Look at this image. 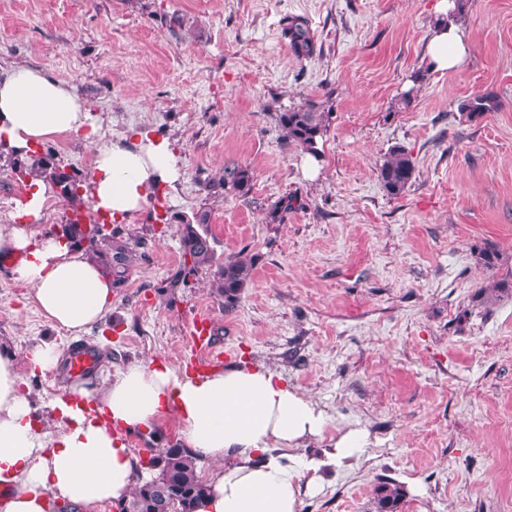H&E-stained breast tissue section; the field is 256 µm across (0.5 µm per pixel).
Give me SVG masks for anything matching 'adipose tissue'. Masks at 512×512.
I'll return each mask as SVG.
<instances>
[{"instance_id": "1", "label": "adipose tissue", "mask_w": 512, "mask_h": 512, "mask_svg": "<svg viewBox=\"0 0 512 512\" xmlns=\"http://www.w3.org/2000/svg\"><path fill=\"white\" fill-rule=\"evenodd\" d=\"M454 7V0H439L445 22L426 44L428 66L440 72L458 70L469 51L462 31L447 19ZM86 130L100 139L85 192L92 211L132 219L159 187L182 175L167 138L132 130L102 141L73 86L26 67L0 73L1 145L24 155ZM28 188L17 222L0 225V253L15 258L14 278L31 288L42 314L81 334L111 311L112 281L81 249L41 233L52 186L37 178ZM55 407L62 429L52 436L34 416L12 357L0 354V486L10 490L0 512H48L53 498L74 512H90L127 497L139 466L124 432L151 430L172 409L188 447L219 464L196 512H301L302 493L324 482L323 465L349 467L369 444L360 427L325 439L327 418L318 403L263 366L193 378L163 364H133L108 377L101 393L74 387ZM322 440L330 446L326 461L284 462V451Z\"/></svg>"}]
</instances>
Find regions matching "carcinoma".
<instances>
[{
    "instance_id": "carcinoma-1",
    "label": "carcinoma",
    "mask_w": 512,
    "mask_h": 512,
    "mask_svg": "<svg viewBox=\"0 0 512 512\" xmlns=\"http://www.w3.org/2000/svg\"><path fill=\"white\" fill-rule=\"evenodd\" d=\"M281 34L294 55L308 57L315 50L314 36L307 21L299 16L282 19ZM428 68H420L410 76L412 85L401 93L398 105L409 108L426 79ZM501 107L498 97L483 93L463 100L458 112L468 122L478 120ZM332 112L320 109V104L304 103L276 114V121L288 144L319 157L318 143L327 133ZM9 172L15 180L27 184L34 178H44L53 184L57 193L67 202L71 216L58 225L56 235L69 245L85 250L102 271L112 278L115 289L125 286L138 249L145 244L116 226L105 230L102 225L87 221L82 191L90 173L62 166L56 154L47 150L34 151L21 157L12 151H0V174ZM254 174L247 166L224 168L219 177L203 183L213 194L230 193L244 197L252 189ZM377 178L386 195L397 198L409 189L416 179V164L412 154L402 145L391 147L377 168ZM304 203L296 195H286L270 205L266 223L280 224L288 211L302 208ZM209 213L197 212L193 219L180 221V250L182 262L168 277L162 291L174 294L184 288L189 279L206 268L210 270V295L224 307L225 312L235 309L247 287L255 266V257L243 252L217 257L215 239L208 229ZM512 297V278H502L481 288L477 305L489 308ZM200 457L190 449L173 444L157 453H150L148 466L143 469L147 477L138 482L128 498L117 503L118 512H195L196 505L208 490L207 481L198 474ZM403 497L400 485L381 482L372 496L374 512H397Z\"/></svg>"
}]
</instances>
